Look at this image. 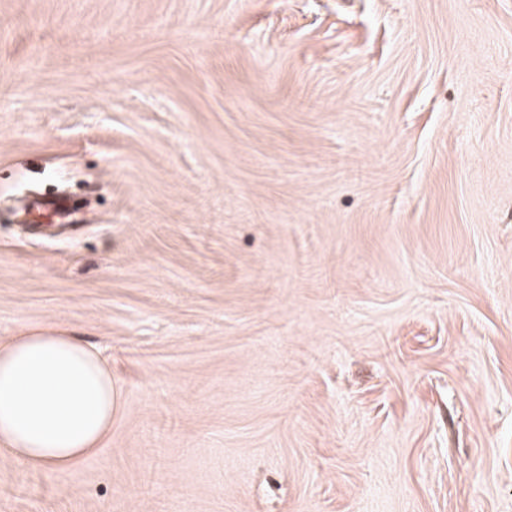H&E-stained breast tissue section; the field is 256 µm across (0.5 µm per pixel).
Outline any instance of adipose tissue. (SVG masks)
<instances>
[{"instance_id": "obj_1", "label": "adipose tissue", "mask_w": 512, "mask_h": 512, "mask_svg": "<svg viewBox=\"0 0 512 512\" xmlns=\"http://www.w3.org/2000/svg\"><path fill=\"white\" fill-rule=\"evenodd\" d=\"M115 388L100 356L41 328L0 343V453L63 471L93 456L112 428Z\"/></svg>"}]
</instances>
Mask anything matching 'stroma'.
Masks as SVG:
<instances>
[{"label": "stroma", "mask_w": 512, "mask_h": 512, "mask_svg": "<svg viewBox=\"0 0 512 512\" xmlns=\"http://www.w3.org/2000/svg\"><path fill=\"white\" fill-rule=\"evenodd\" d=\"M55 326L112 430L0 512H512V0H0V339Z\"/></svg>", "instance_id": "1"}]
</instances>
